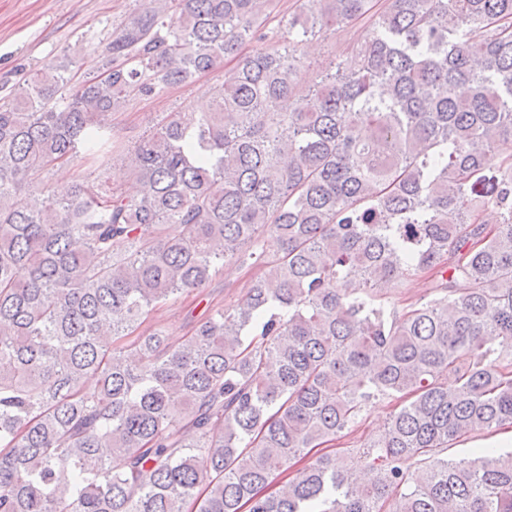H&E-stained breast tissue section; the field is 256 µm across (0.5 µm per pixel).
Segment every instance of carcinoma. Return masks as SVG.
Masks as SVG:
<instances>
[{"label":"carcinoma","mask_w":512,"mask_h":512,"mask_svg":"<svg viewBox=\"0 0 512 512\" xmlns=\"http://www.w3.org/2000/svg\"><path fill=\"white\" fill-rule=\"evenodd\" d=\"M275 2L144 0L0 97V512H512V452L444 455L512 425V0ZM221 68L128 150L144 194L96 182L107 116ZM230 265L242 303L136 334ZM363 35L365 32L356 28H345L336 34L329 33L315 43L308 62L315 71L325 69L332 61L343 59L347 63L350 60L347 55L350 44L353 40L361 39ZM396 404V400L384 398L367 407L362 413L359 426L348 436L336 441L335 448H360L378 437L385 430L386 421Z\"/></svg>","instance_id":"obj_1"}]
</instances>
